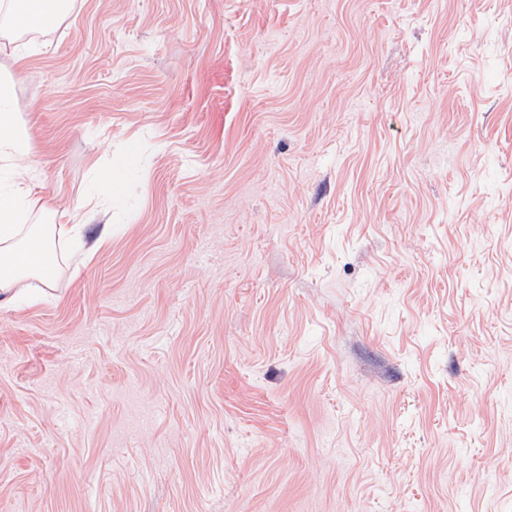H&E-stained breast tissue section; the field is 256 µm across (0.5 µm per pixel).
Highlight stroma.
<instances>
[{
  "mask_svg": "<svg viewBox=\"0 0 512 512\" xmlns=\"http://www.w3.org/2000/svg\"><path fill=\"white\" fill-rule=\"evenodd\" d=\"M50 213L0 295V512H512V0H75L0 33ZM124 177L125 172L123 168L111 166L98 177L96 182L97 192L111 200L118 198L122 191Z\"/></svg>",
  "mask_w": 512,
  "mask_h": 512,
  "instance_id": "stroma-1",
  "label": "stroma"
}]
</instances>
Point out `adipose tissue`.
I'll use <instances>...</instances> for the list:
<instances>
[{
	"label": "adipose tissue",
	"mask_w": 512,
	"mask_h": 512,
	"mask_svg": "<svg viewBox=\"0 0 512 512\" xmlns=\"http://www.w3.org/2000/svg\"><path fill=\"white\" fill-rule=\"evenodd\" d=\"M73 0H0V24L22 20L35 27L65 19ZM0 174L6 175L9 191L0 197V294H9L28 276L49 279L54 270L56 239L77 235L89 221L88 214H70L64 224H39V197L30 191L37 176L27 131L15 112L11 83L0 80Z\"/></svg>",
	"instance_id": "1"
}]
</instances>
